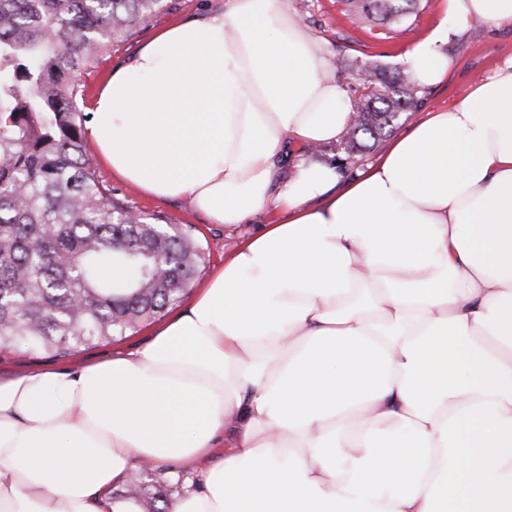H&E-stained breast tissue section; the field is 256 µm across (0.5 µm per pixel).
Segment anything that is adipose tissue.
Here are the masks:
<instances>
[{"label": "adipose tissue", "mask_w": 512, "mask_h": 512, "mask_svg": "<svg viewBox=\"0 0 512 512\" xmlns=\"http://www.w3.org/2000/svg\"><path fill=\"white\" fill-rule=\"evenodd\" d=\"M440 12L403 52L424 89L454 36L512 24V0ZM351 118L285 0H226L113 69L86 132L114 176L276 218L142 349L0 379V512H138L145 463L182 480L168 512H512V58L357 176L299 155L273 189Z\"/></svg>", "instance_id": "ef3b65f1"}]
</instances>
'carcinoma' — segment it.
<instances>
[{
	"label": "carcinoma",
	"instance_id": "cac0c4a2",
	"mask_svg": "<svg viewBox=\"0 0 512 512\" xmlns=\"http://www.w3.org/2000/svg\"><path fill=\"white\" fill-rule=\"evenodd\" d=\"M419 0H343L360 19L402 21ZM173 0H0V354L60 357L136 331L179 304L206 252L188 225L137 212L85 150L78 74ZM352 121L332 159L353 162L416 111L406 71L357 66ZM126 271L114 279L107 271ZM140 479L122 497L167 512Z\"/></svg>",
	"mask_w": 512,
	"mask_h": 512
}]
</instances>
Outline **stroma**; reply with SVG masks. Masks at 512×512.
Masks as SVG:
<instances>
[{"instance_id": "stroma-1", "label": "stroma", "mask_w": 512, "mask_h": 512, "mask_svg": "<svg viewBox=\"0 0 512 512\" xmlns=\"http://www.w3.org/2000/svg\"><path fill=\"white\" fill-rule=\"evenodd\" d=\"M224 2L175 0V9L152 16L115 44L110 54L99 58L92 68L82 74L87 97H94L112 69L130 58L157 30L182 19L220 10ZM439 19L438 0H420L416 14L385 26L350 18L345 15L339 0H307L306 19L302 27L322 41L330 61L343 62L344 67L336 72L335 78L338 83L350 87L355 83L351 68L355 60L381 66L390 72L406 69L407 64L401 56L403 49L425 38ZM445 51L452 61L447 83L427 89L421 107L402 116L392 130L393 136H400L423 120L428 111L448 108L469 92L475 80L492 73L505 59L512 57V25H473L446 44ZM102 177L110 182L117 197L127 200L135 209L164 215L178 225H192L196 237L206 248L205 270L193 283L197 289L206 282L209 271L221 265L225 255L233 251L241 240L257 234L262 225L272 219L270 213L263 212L245 224H215L207 216L194 212L185 202H158L147 198L133 186L113 178L107 170L103 171ZM153 330V325L147 324L137 332L81 348L65 358L42 349L1 355L0 374H19L32 368L73 367L102 361L110 358L112 353L144 347L150 341Z\"/></svg>"}]
</instances>
